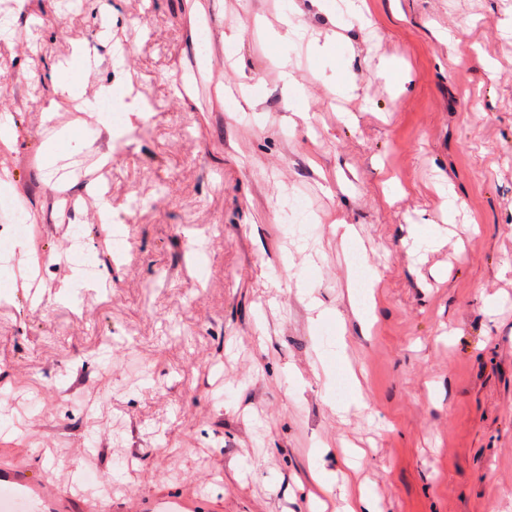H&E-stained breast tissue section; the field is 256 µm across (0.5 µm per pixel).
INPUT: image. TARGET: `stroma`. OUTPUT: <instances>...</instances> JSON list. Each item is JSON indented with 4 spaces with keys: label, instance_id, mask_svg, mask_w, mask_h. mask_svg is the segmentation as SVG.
<instances>
[{
    "label": "stroma",
    "instance_id": "obj_1",
    "mask_svg": "<svg viewBox=\"0 0 512 512\" xmlns=\"http://www.w3.org/2000/svg\"><path fill=\"white\" fill-rule=\"evenodd\" d=\"M367 5L341 28L310 0H13L0 457L20 449L112 512L168 492L311 512L317 474L336 477L325 512L359 486L379 512H512V0ZM77 50L114 165L106 201L67 185L68 214L44 144L65 130L62 156L93 163L104 132L56 92ZM76 226L105 287L77 282ZM37 250L35 306L20 283Z\"/></svg>",
    "mask_w": 512,
    "mask_h": 512
}]
</instances>
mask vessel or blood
<instances>
[{"instance_id": "obj_1", "label": "vessel or blood", "mask_w": 512, "mask_h": 512, "mask_svg": "<svg viewBox=\"0 0 512 512\" xmlns=\"http://www.w3.org/2000/svg\"><path fill=\"white\" fill-rule=\"evenodd\" d=\"M93 503L56 488L47 477L25 466L0 464V512H92ZM145 512H194L184 498L161 495Z\"/></svg>"}]
</instances>
